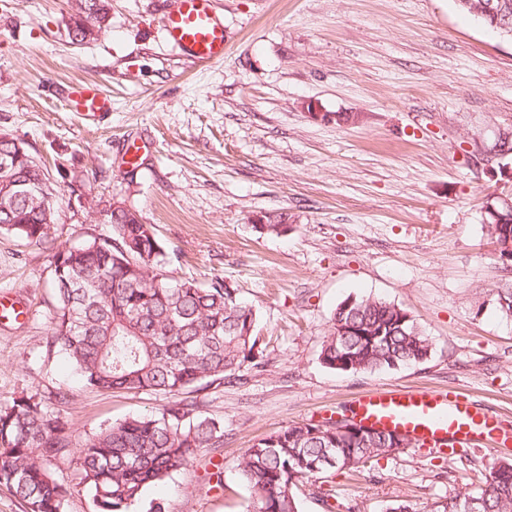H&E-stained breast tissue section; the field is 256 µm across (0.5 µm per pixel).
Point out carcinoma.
Listing matches in <instances>:
<instances>
[{
    "instance_id": "1",
    "label": "carcinoma",
    "mask_w": 512,
    "mask_h": 512,
    "mask_svg": "<svg viewBox=\"0 0 512 512\" xmlns=\"http://www.w3.org/2000/svg\"><path fill=\"white\" fill-rule=\"evenodd\" d=\"M68 36L95 39L108 26V0H73ZM18 183L0 197V231L38 244L53 240L63 197L48 184L34 157L0 179ZM512 240V211L493 202ZM114 238L60 244L51 256L55 300L47 351L62 354L84 384L101 392L151 391L169 401L155 414L132 415L77 438L62 409L34 395L0 403V486L15 493L26 512H66L68 483L50 466L74 458L93 491L98 512H131L147 488L163 484L197 457L221 447L224 428L208 417L196 393L235 376L259 355L255 315L237 289L222 280L203 288L163 274L164 250L138 210L107 211ZM432 343L407 312L374 298L344 301L332 318L319 358L328 368L360 373L424 361ZM399 449L390 433L341 435L330 422L290 426L246 449L237 464L252 512H301V487H311L325 512H335L322 488L338 471L372 468ZM472 488L430 505L429 512H512V460L477 472Z\"/></svg>"
}]
</instances>
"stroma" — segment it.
<instances>
[{"instance_id": "35a3bbf8", "label": "stroma", "mask_w": 512, "mask_h": 512, "mask_svg": "<svg viewBox=\"0 0 512 512\" xmlns=\"http://www.w3.org/2000/svg\"><path fill=\"white\" fill-rule=\"evenodd\" d=\"M164 7L111 0L107 31L74 44L71 0H0V132L62 194L56 243L112 235L79 195L135 207L170 278L223 280L256 314L264 367L200 393L223 447L146 499L165 512H249L236 471L245 448L374 390L459 387L512 426V316L498 306L512 260L484 212L491 194L512 192L491 152L512 130V40L455 0H216L226 52L200 67L164 41ZM81 82L112 99L99 121L68 109ZM318 112L360 119L324 123ZM281 214L285 234L254 223ZM50 278L47 246L0 232V293L29 310L0 318V402L66 392L82 439L161 409L158 394L86 387L47 352ZM368 296L415 318L433 343L427 360L355 374L323 366L337 305ZM498 455L479 444L445 463L414 445L332 484L351 512L395 500L424 512Z\"/></svg>"}]
</instances>
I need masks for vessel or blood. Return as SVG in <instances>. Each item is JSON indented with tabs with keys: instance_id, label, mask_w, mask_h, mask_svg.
I'll return each instance as SVG.
<instances>
[{
	"instance_id": "vessel-or-blood-1",
	"label": "vessel or blood",
	"mask_w": 512,
	"mask_h": 512,
	"mask_svg": "<svg viewBox=\"0 0 512 512\" xmlns=\"http://www.w3.org/2000/svg\"><path fill=\"white\" fill-rule=\"evenodd\" d=\"M162 24L168 44L181 55L202 64L223 60L224 17L214 0H167ZM68 106L89 119L112 109L109 98L91 83L72 87ZM352 416L361 425L393 430L442 450L453 451L480 440L512 445V428L491 412L476 408L467 393L456 387L368 393L355 401Z\"/></svg>"
}]
</instances>
